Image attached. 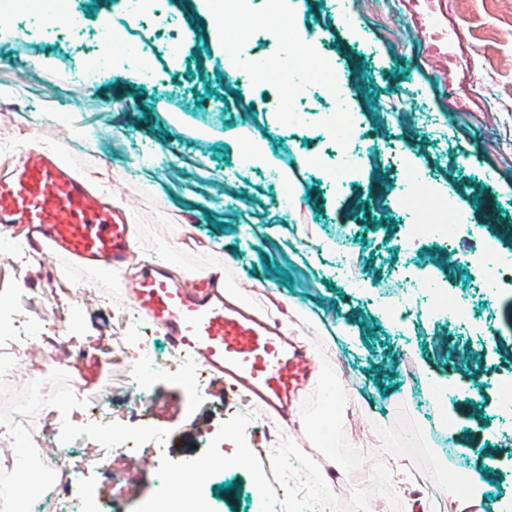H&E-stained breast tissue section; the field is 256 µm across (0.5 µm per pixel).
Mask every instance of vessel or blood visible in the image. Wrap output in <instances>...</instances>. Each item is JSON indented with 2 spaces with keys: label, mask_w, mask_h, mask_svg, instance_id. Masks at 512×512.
I'll use <instances>...</instances> for the list:
<instances>
[{
  "label": "vessel or blood",
  "mask_w": 512,
  "mask_h": 512,
  "mask_svg": "<svg viewBox=\"0 0 512 512\" xmlns=\"http://www.w3.org/2000/svg\"><path fill=\"white\" fill-rule=\"evenodd\" d=\"M17 224L29 251L103 273L120 270L132 257L128 215L51 151L28 149L0 172V226ZM129 300L174 352L223 379L225 400L246 393L253 404L287 421L311 386L308 351L293 344L277 321L247 301L230 299L223 269L176 281L163 266L149 265L130 288Z\"/></svg>",
  "instance_id": "vessel-or-blood-1"
}]
</instances>
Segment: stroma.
I'll use <instances>...</instances> for the list:
<instances>
[{
	"mask_svg": "<svg viewBox=\"0 0 512 512\" xmlns=\"http://www.w3.org/2000/svg\"><path fill=\"white\" fill-rule=\"evenodd\" d=\"M116 2L74 0L73 14L96 33L92 46L41 35L0 45V157L26 143L54 149L77 176L95 175L96 188L131 213L135 233L131 263L105 278L49 253L30 256L20 230L5 231L11 247L0 251V322L19 336L35 320L51 336L66 328L72 347L85 352L76 365L44 372L52 399L33 423L50 434L63 419L86 423L84 398H54L73 375L90 392L109 383L105 428L137 426L129 385L120 371L105 372L95 348L109 342L132 351L142 335L167 355L165 336L142 319L130 332L123 317L140 265L164 253L173 277L223 267L228 287L245 291L263 314L288 320L313 352V386L296 412L310 431L286 438L282 421L259 414L245 396L225 404L224 383L211 376L183 415L182 380L161 377L154 421L164 448L147 449L145 465L133 471L126 448L88 443L81 456L104 458L109 468H85L75 494L90 489L107 498L111 473L128 470L131 490L113 512H140L162 490L157 472L177 478L208 460L215 512H250L251 474L262 470L263 492L278 512H293L310 488L341 501L342 512H366L375 499L386 512H450L453 474L477 464L486 496L512 505V427L501 423L493 399L512 388V280L498 282L489 300L472 281L473 265L512 256V0H352L346 21L336 0H279L273 14L260 2L244 12L223 0L220 38L204 29L214 0H175L187 19L177 64L151 40L141 49L157 73L153 83L73 84L74 61L124 54L125 43L99 32ZM229 41L267 57L295 42L304 81L274 91L268 78L251 77L229 89ZM41 58L53 68L40 70ZM332 62L349 80L340 107L321 90ZM299 101L337 111L349 141H367L365 160L346 159L343 195L319 174L336 158L322 152L315 116L295 112ZM420 112L434 113L437 125L419 123ZM255 142L287 171L291 205L278 201L260 164L243 162ZM394 144L406 160L400 172L383 160ZM487 207L502 234L481 229ZM441 218L476 230L451 249L422 239L396 252L402 225ZM342 238L358 254L351 279L337 277L332 260ZM400 260L469 307L476 336L421 313L393 326L377 299L398 297L391 272ZM475 371L484 389L421 400L425 379ZM445 414L456 438L434 421ZM395 459L405 466L401 494L390 472Z\"/></svg>",
	"mask_w": 512,
	"mask_h": 512,
	"instance_id": "stroma-1",
	"label": "stroma"
}]
</instances>
